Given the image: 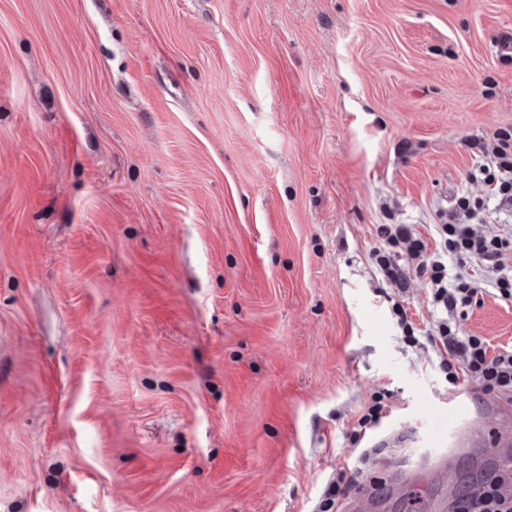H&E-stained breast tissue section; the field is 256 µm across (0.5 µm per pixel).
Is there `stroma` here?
Here are the masks:
<instances>
[{
	"mask_svg": "<svg viewBox=\"0 0 512 512\" xmlns=\"http://www.w3.org/2000/svg\"><path fill=\"white\" fill-rule=\"evenodd\" d=\"M512 0H0V512H433L512 450L450 448L373 252L430 237L512 127ZM461 325L512 343V304ZM472 428L512 408L465 390ZM391 397L389 391L384 390L375 392L371 396V400L360 410L350 433L352 444L361 443L366 435L376 429L381 421L390 414L392 408ZM374 448H362L360 454L345 467L336 468V473L326 484V487L318 504V512H340L343 497L349 487L352 475L363 469V465L371 456L382 454L386 448L371 446Z\"/></svg>",
	"mask_w": 512,
	"mask_h": 512,
	"instance_id": "35a3bbf8",
	"label": "stroma"
}]
</instances>
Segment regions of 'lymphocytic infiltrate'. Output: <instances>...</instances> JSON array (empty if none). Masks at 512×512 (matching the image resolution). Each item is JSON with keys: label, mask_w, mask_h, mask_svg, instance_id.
I'll return each mask as SVG.
<instances>
[{"label": "lymphocytic infiltrate", "mask_w": 512, "mask_h": 512, "mask_svg": "<svg viewBox=\"0 0 512 512\" xmlns=\"http://www.w3.org/2000/svg\"><path fill=\"white\" fill-rule=\"evenodd\" d=\"M494 138L492 154L482 157L468 178L482 182L499 207L511 209L512 132L501 129ZM484 210L483 200L466 193L459 195L448 210L447 222L437 225L430 243L412 225H378L381 245L373 259L395 291L404 290L410 275L426 279L431 290L433 322L423 336H416L414 322L402 302H394L392 312L404 333V342L422 345L439 357L449 389L471 385L477 393H492L512 401V344L494 347L485 338L466 334L460 327L461 318L486 292L512 302V266L502 261L503 255L512 250V235L488 237L480 233L475 223L482 220ZM390 411L391 395L384 390L375 392L362 407L350 434L352 443L361 444L362 450L329 479L318 512H341L353 474L361 471L375 454L362 442ZM454 512H512V465H505L459 499Z\"/></svg>", "instance_id": "f902f5d3"}]
</instances>
